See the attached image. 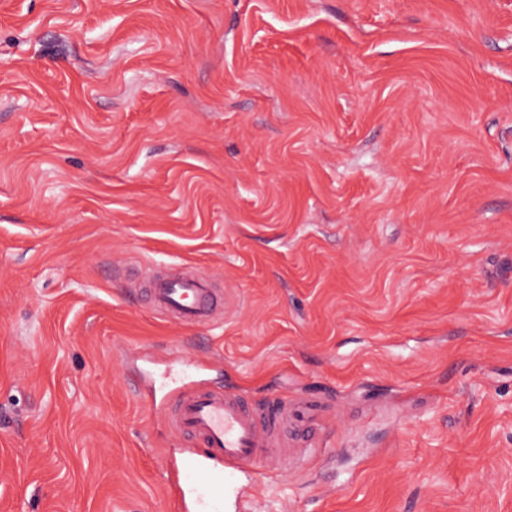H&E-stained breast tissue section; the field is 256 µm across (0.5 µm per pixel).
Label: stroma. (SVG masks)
I'll list each match as a JSON object with an SVG mask.
<instances>
[{
	"label": "stroma",
	"mask_w": 512,
	"mask_h": 512,
	"mask_svg": "<svg viewBox=\"0 0 512 512\" xmlns=\"http://www.w3.org/2000/svg\"><path fill=\"white\" fill-rule=\"evenodd\" d=\"M185 362L323 406L249 512H512V0H0V512H179ZM150 294L158 310L190 325L208 322L217 304L207 280L199 275L158 277L151 283Z\"/></svg>",
	"instance_id": "35a3bbf8"
}]
</instances>
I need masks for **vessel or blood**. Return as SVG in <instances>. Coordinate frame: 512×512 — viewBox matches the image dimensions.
<instances>
[{
    "label": "vessel or blood",
    "instance_id": "b4317fda",
    "mask_svg": "<svg viewBox=\"0 0 512 512\" xmlns=\"http://www.w3.org/2000/svg\"><path fill=\"white\" fill-rule=\"evenodd\" d=\"M150 294L158 310L190 325L208 322L217 304L199 275L156 278ZM316 417L311 403L291 405L278 396L253 407L221 387L178 393L167 422L190 442L173 461L171 484L180 512H225L238 504L250 490L243 475L260 463H286L289 446H307Z\"/></svg>",
    "mask_w": 512,
    "mask_h": 512
}]
</instances>
